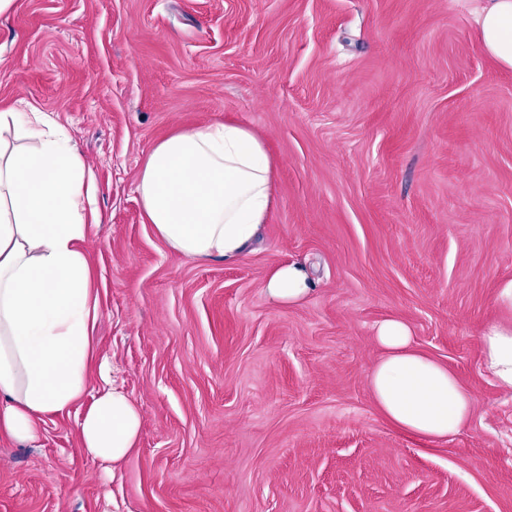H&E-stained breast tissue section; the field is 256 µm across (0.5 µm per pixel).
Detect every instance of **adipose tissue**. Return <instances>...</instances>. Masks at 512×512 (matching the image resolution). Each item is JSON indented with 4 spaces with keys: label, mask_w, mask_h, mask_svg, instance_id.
Returning <instances> with one entry per match:
<instances>
[{
    "label": "adipose tissue",
    "mask_w": 512,
    "mask_h": 512,
    "mask_svg": "<svg viewBox=\"0 0 512 512\" xmlns=\"http://www.w3.org/2000/svg\"><path fill=\"white\" fill-rule=\"evenodd\" d=\"M482 48L512 68V0H480ZM27 144L15 146L16 135ZM274 161L248 127L183 129L155 145L138 177L148 223L174 251L209 261L242 254L273 204ZM96 186L67 139L25 113L0 111V438L34 441L82 403L95 361L99 299L84 253ZM284 305L313 290L302 265H277L264 284ZM383 356L368 383L377 408L400 431L447 439L471 417L474 399L441 363L416 349L409 326L380 322ZM483 365L512 390V319L481 336ZM137 404L101 390L79 422L94 459L121 464L136 448Z\"/></svg>",
    "instance_id": "1"
}]
</instances>
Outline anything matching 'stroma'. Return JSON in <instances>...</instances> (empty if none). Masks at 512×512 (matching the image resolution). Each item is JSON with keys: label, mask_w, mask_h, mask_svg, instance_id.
<instances>
[{"label": "stroma", "mask_w": 512, "mask_h": 512, "mask_svg": "<svg viewBox=\"0 0 512 512\" xmlns=\"http://www.w3.org/2000/svg\"><path fill=\"white\" fill-rule=\"evenodd\" d=\"M474 0H14L0 108L41 113L95 175L87 248L105 385L139 407L115 471L82 408L0 441V512H512V391L482 365L512 280V69ZM264 140L275 203L250 250L191 260L144 218L138 175L173 132ZM314 283L269 299L283 262ZM474 397L451 439L395 429L368 375L376 325ZM266 294L279 304H300L311 294L313 283L302 265L284 262L277 265L264 284Z\"/></svg>", "instance_id": "1"}]
</instances>
